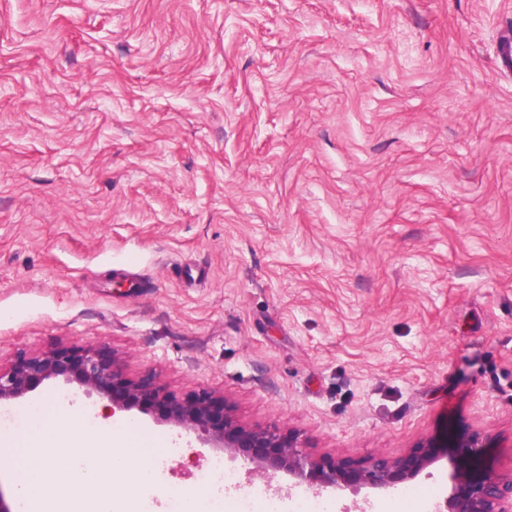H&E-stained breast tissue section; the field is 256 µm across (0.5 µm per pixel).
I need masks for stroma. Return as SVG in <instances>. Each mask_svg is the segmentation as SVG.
<instances>
[{
  "label": "stroma",
  "instance_id": "1",
  "mask_svg": "<svg viewBox=\"0 0 512 512\" xmlns=\"http://www.w3.org/2000/svg\"><path fill=\"white\" fill-rule=\"evenodd\" d=\"M512 0H0V367L106 346L317 460L512 472ZM59 381L0 402L21 429ZM166 438L141 512L207 490ZM458 452L409 497L435 512Z\"/></svg>",
  "mask_w": 512,
  "mask_h": 512
}]
</instances>
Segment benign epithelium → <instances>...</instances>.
Instances as JSON below:
<instances>
[{
  "label": "benign epithelium",
  "instance_id": "benign-epithelium-1",
  "mask_svg": "<svg viewBox=\"0 0 512 512\" xmlns=\"http://www.w3.org/2000/svg\"><path fill=\"white\" fill-rule=\"evenodd\" d=\"M48 380L74 384L86 397L107 402L114 413L153 411L201 444L242 459L253 471L264 476L286 472L315 493L340 486L387 490L417 478L432 465L435 448H457L459 465L448 512H512V473H483L474 466L479 449L490 439L487 431L469 432L439 445L425 438L413 450L395 456L322 462L308 455L289 432L237 420L224 396L204 390L180 398L154 378L126 376L121 357L92 346L59 345L18 356L9 369H0V402L22 398Z\"/></svg>",
  "mask_w": 512,
  "mask_h": 512
}]
</instances>
